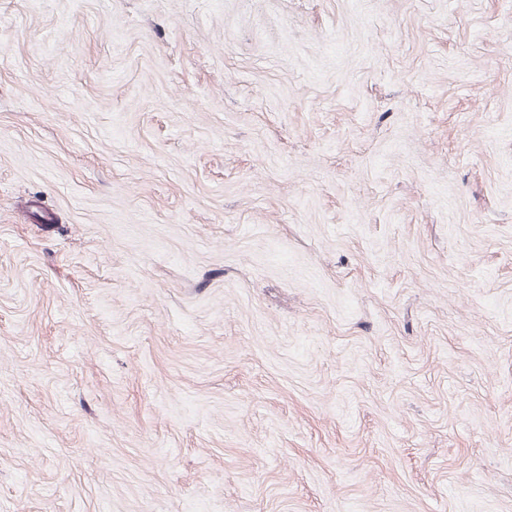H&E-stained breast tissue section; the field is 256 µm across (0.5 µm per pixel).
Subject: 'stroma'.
I'll return each instance as SVG.
<instances>
[{
  "label": "stroma",
  "mask_w": 512,
  "mask_h": 512,
  "mask_svg": "<svg viewBox=\"0 0 512 512\" xmlns=\"http://www.w3.org/2000/svg\"><path fill=\"white\" fill-rule=\"evenodd\" d=\"M0 512H512V0H0Z\"/></svg>",
  "instance_id": "1"
}]
</instances>
